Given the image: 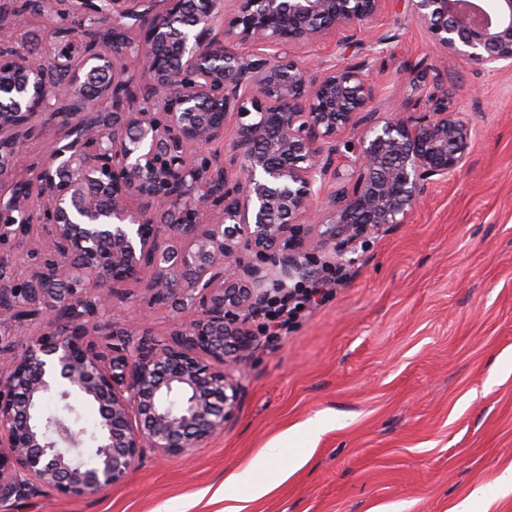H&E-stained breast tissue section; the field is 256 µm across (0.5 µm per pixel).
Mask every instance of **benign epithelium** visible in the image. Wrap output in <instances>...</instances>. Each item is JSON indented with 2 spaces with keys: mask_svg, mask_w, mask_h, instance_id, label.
I'll return each mask as SVG.
<instances>
[{
  "mask_svg": "<svg viewBox=\"0 0 512 512\" xmlns=\"http://www.w3.org/2000/svg\"><path fill=\"white\" fill-rule=\"evenodd\" d=\"M193 4L184 33L170 21ZM43 0L40 55L0 13V503L52 488L88 498L120 484L143 449L203 447L239 411L236 368L257 347L254 319L288 282L365 246L470 158L448 101L376 121L375 86L356 66L317 76L262 51L351 31L383 0ZM440 62L512 64V0H412ZM60 119L35 161L25 148ZM234 123L228 177L211 146ZM362 128L345 184L336 138ZM143 281L147 308L191 312L159 339L145 320L115 331L120 286ZM58 396L98 405L92 465Z\"/></svg>",
  "mask_w": 512,
  "mask_h": 512,
  "instance_id": "1",
  "label": "benign epithelium"
}]
</instances>
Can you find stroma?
Masks as SVG:
<instances>
[{"label":"stroma","mask_w":512,"mask_h":512,"mask_svg":"<svg viewBox=\"0 0 512 512\" xmlns=\"http://www.w3.org/2000/svg\"><path fill=\"white\" fill-rule=\"evenodd\" d=\"M283 53L313 75L363 66L379 120L447 91L471 129L467 167L345 263L342 285L259 335L224 433L187 457L144 449L93 497L46 488L0 512H222L216 492L261 457L270 490L237 487L244 512H512L497 490L512 466V66L442 67L411 0Z\"/></svg>","instance_id":"stroma-1"}]
</instances>
